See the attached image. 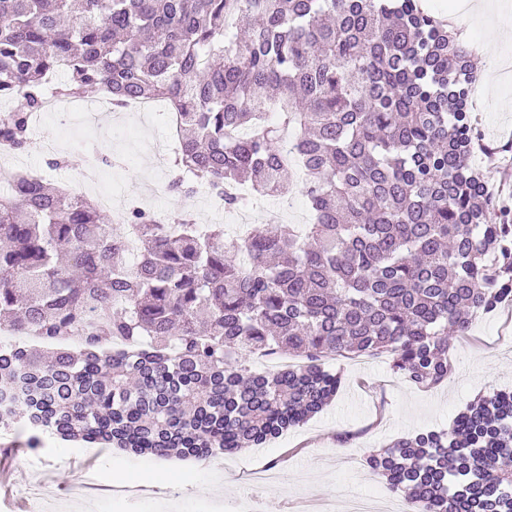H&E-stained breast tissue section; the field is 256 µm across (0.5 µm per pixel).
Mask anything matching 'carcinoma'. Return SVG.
Returning a JSON list of instances; mask_svg holds the SVG:
<instances>
[{
    "mask_svg": "<svg viewBox=\"0 0 512 512\" xmlns=\"http://www.w3.org/2000/svg\"><path fill=\"white\" fill-rule=\"evenodd\" d=\"M61 97L175 113L171 188L200 180L285 196L305 175L310 223L243 238L190 214L97 203L15 175L0 193V395L27 442L158 459L258 448L326 407L328 357L386 353L419 386L448 379L472 320L512 302V224L483 195L473 52L421 0H0V147L31 144L48 78ZM134 236L132 265L126 241ZM77 337L78 350L59 347ZM255 350L305 365L257 373ZM409 512H512V391L442 431L369 455Z\"/></svg>",
    "mask_w": 512,
    "mask_h": 512,
    "instance_id": "carcinoma-1",
    "label": "carcinoma"
}]
</instances>
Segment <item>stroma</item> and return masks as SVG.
Masks as SVG:
<instances>
[{
    "mask_svg": "<svg viewBox=\"0 0 512 512\" xmlns=\"http://www.w3.org/2000/svg\"><path fill=\"white\" fill-rule=\"evenodd\" d=\"M457 0H426L427 8L445 16L465 36L474 51L494 41L498 65L492 73H480L475 85V127L480 151L472 161L485 179L512 184V168L490 162L486 150L512 155V0H485L489 12L506 15L507 23L490 29L481 14L457 9ZM165 123L150 126L144 137L148 149L126 162L127 149L121 139L97 130L63 138L59 122L49 121L32 129L33 143L16 160L23 169L39 171L44 182L73 189L90 160L109 161L121 168L119 184L124 196H144L149 183L167 182L171 167L154 164L152 144L167 138ZM64 158L52 167V157ZM206 189L187 197L168 193L158 203L160 211L172 215L190 210L208 224L223 225L233 233L236 214L212 208ZM453 374L435 387L418 386L394 372L387 357L355 356L326 359L327 369L339 372L342 385L335 399L319 414L265 447L250 448L224 457L228 467L249 470L272 466L276 475L260 495L261 512H299L302 497L319 492L329 512H343L347 500L374 492L386 493L384 478L370 469L365 459L392 441L425 431L447 429L465 408L494 391L512 389V304L478 316L466 335L457 337L449 355ZM15 472V487L23 489L45 477L44 494L65 497L82 469L81 459L94 460L93 471L104 485L95 499L96 512H239L244 497L242 479L225 476L215 484L217 473L211 461L157 459L115 448L88 453L78 444L45 434L38 451L28 448L21 424L0 427V457ZM160 471L163 481L148 482V494L114 496L110 486L120 477Z\"/></svg>",
    "mask_w": 512,
    "mask_h": 512,
    "instance_id": "stroma-1",
    "label": "stroma"
}]
</instances>
